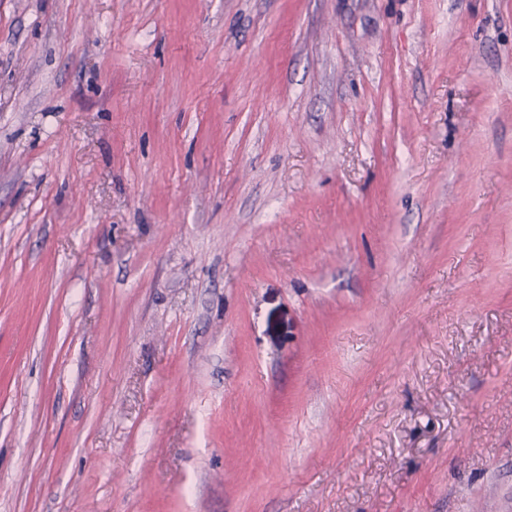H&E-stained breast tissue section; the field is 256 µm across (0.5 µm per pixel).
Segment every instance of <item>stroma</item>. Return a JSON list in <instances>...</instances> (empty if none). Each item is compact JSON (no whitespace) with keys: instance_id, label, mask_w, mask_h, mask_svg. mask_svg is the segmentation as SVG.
Here are the masks:
<instances>
[{"instance_id":"stroma-1","label":"stroma","mask_w":512,"mask_h":512,"mask_svg":"<svg viewBox=\"0 0 512 512\" xmlns=\"http://www.w3.org/2000/svg\"><path fill=\"white\" fill-rule=\"evenodd\" d=\"M0 512H512V0H0Z\"/></svg>"}]
</instances>
